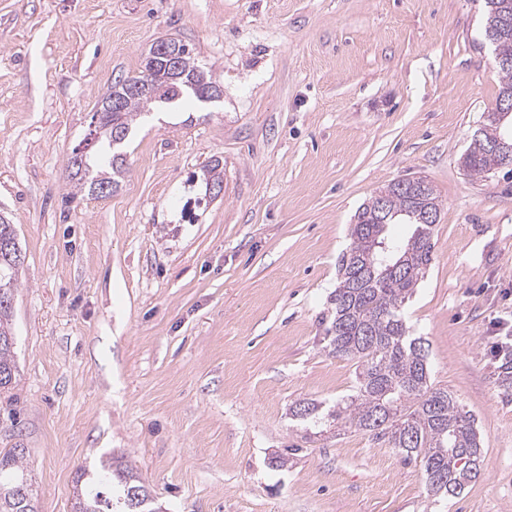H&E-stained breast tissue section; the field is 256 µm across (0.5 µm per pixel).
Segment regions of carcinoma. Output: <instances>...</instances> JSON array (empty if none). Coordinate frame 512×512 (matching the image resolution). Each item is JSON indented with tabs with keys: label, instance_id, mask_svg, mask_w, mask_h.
Wrapping results in <instances>:
<instances>
[{
	"label": "carcinoma",
	"instance_id": "cac0c4a2",
	"mask_svg": "<svg viewBox=\"0 0 512 512\" xmlns=\"http://www.w3.org/2000/svg\"><path fill=\"white\" fill-rule=\"evenodd\" d=\"M486 39L502 41L512 53V0H486ZM180 68L173 72L163 61L144 58L137 75H119L98 103L92 121L101 130L97 143L87 153L86 164L68 159L71 196L84 191L112 193L125 172V146L137 117L152 106L177 107L189 99L201 100L200 90L218 93L219 86L201 82L194 48L180 43ZM502 87L495 104L460 157L461 167L471 176L487 177L503 165L496 143L512 146V136L502 131L509 113L499 107L512 106V65L497 64ZM123 100L119 112L109 109L112 98ZM205 195L224 185V166L215 159L204 166ZM440 216V204L432 184L423 177L407 180L406 187L391 182L363 203L350 225L351 244L337 261L336 290L330 296L329 347L340 357L356 361V393L322 413L316 403H303L292 410L302 421H336L358 431L369 432L397 449L406 461L420 463L430 490L438 498L455 497L475 479L482 454L474 416L444 388L433 386L426 348L419 337L410 336L403 307L413 296L429 269L434 255V224L429 216ZM390 224H413L405 241L388 237ZM14 225L0 218V392L15 383L12 308L4 302L14 298L19 270L25 255ZM386 242L385 253L377 244ZM22 448L0 450V512H38L32 485L24 493L11 490L24 479ZM77 491L75 512H151L146 487L122 462L103 465L83 481ZM140 489L142 498L130 496Z\"/></svg>",
	"mask_w": 512,
	"mask_h": 512
}]
</instances>
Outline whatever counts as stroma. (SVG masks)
I'll return each mask as SVG.
<instances>
[{"label":"stroma","instance_id":"1","mask_svg":"<svg viewBox=\"0 0 512 512\" xmlns=\"http://www.w3.org/2000/svg\"><path fill=\"white\" fill-rule=\"evenodd\" d=\"M484 22L485 0H0V216L25 254L0 450L24 449L39 512L112 456L156 512H512V173L459 163L502 81ZM170 38L222 100L150 114L119 187L64 203L97 103ZM420 176L440 217L404 318L482 440L448 501L387 442L290 414L352 394L336 259L363 202ZM202 181L205 184V196H209L211 199L217 198L219 191H215L212 196L211 190L215 187H219L221 190L224 185V166L220 160L215 159L204 166Z\"/></svg>","mask_w":512,"mask_h":512}]
</instances>
